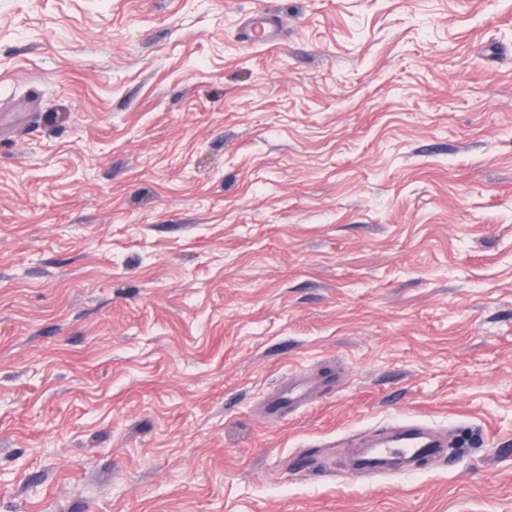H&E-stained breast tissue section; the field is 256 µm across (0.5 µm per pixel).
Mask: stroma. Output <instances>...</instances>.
I'll use <instances>...</instances> for the list:
<instances>
[{
    "instance_id": "35a3bbf8",
    "label": "stroma",
    "mask_w": 512,
    "mask_h": 512,
    "mask_svg": "<svg viewBox=\"0 0 512 512\" xmlns=\"http://www.w3.org/2000/svg\"><path fill=\"white\" fill-rule=\"evenodd\" d=\"M0 106V512H512V0H0ZM259 22L247 23L241 30V41L247 44L261 42L270 48L280 44V30L282 26L272 17L258 15ZM322 387L329 388V380L322 377L312 382L308 378H292L290 382H284L274 393L270 394L264 401L262 412L268 420H278L294 408L305 402L312 389ZM447 435H442L415 423H403L388 431L374 448L357 458L354 470L378 471L388 466L386 461L400 458L404 462L436 460L445 454Z\"/></svg>"
}]
</instances>
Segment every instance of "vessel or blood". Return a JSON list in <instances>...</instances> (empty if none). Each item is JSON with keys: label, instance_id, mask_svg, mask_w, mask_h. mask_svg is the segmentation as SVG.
<instances>
[{"label": "vessel or blood", "instance_id": "vessel-or-blood-1", "mask_svg": "<svg viewBox=\"0 0 512 512\" xmlns=\"http://www.w3.org/2000/svg\"><path fill=\"white\" fill-rule=\"evenodd\" d=\"M280 30L281 26L274 18L264 15L258 23L243 26L241 40L274 48L280 43ZM327 385V380L321 378L314 381L292 378L265 399L262 412L267 419L278 420L288 409L305 402L312 389ZM447 447V436L419 424L403 423L390 429L374 449L360 454L354 468L359 472L378 471L384 468L386 461L395 457L407 463L434 460L445 454Z\"/></svg>", "mask_w": 512, "mask_h": 512}]
</instances>
